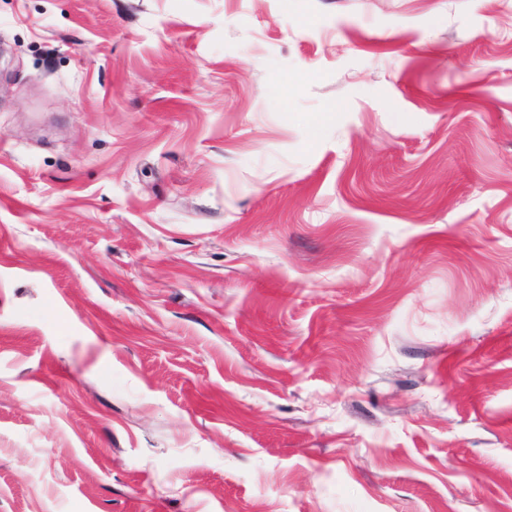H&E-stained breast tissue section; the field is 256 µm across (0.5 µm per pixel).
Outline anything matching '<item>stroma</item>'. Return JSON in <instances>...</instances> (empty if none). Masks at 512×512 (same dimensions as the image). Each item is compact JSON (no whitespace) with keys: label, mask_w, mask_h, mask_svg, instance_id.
<instances>
[{"label":"stroma","mask_w":512,"mask_h":512,"mask_svg":"<svg viewBox=\"0 0 512 512\" xmlns=\"http://www.w3.org/2000/svg\"><path fill=\"white\" fill-rule=\"evenodd\" d=\"M0 512H512V0H0Z\"/></svg>","instance_id":"obj_1"}]
</instances>
